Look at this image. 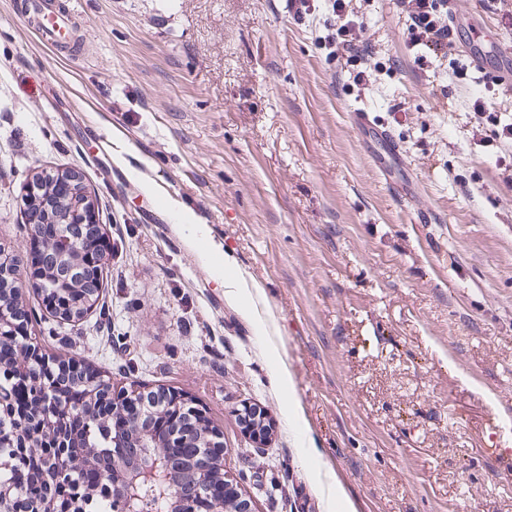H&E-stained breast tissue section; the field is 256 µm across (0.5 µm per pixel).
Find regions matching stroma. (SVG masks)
<instances>
[{
	"label": "stroma",
	"mask_w": 512,
	"mask_h": 512,
	"mask_svg": "<svg viewBox=\"0 0 512 512\" xmlns=\"http://www.w3.org/2000/svg\"><path fill=\"white\" fill-rule=\"evenodd\" d=\"M456 2L461 33L512 52V0ZM51 3L79 11L60 52L0 0V249L25 260V187L61 171L112 249L79 321L21 289L43 353L189 398L253 512H344L328 471L357 512H512L487 453L512 447V89L449 79L454 49L414 64L398 0H351V61L321 44L323 0ZM356 109L401 160L375 164ZM232 277L259 289L228 297ZM353 124L359 132L371 130L376 134L378 148L376 149L377 154H375V157L378 154L384 158L386 155L391 159H399L401 157L399 145L391 133L385 128H380L368 112L354 111ZM240 421L245 428V433L258 445H263L269 435V428L264 424V416L260 411L250 407L239 412Z\"/></svg>",
	"instance_id": "1"
}]
</instances>
